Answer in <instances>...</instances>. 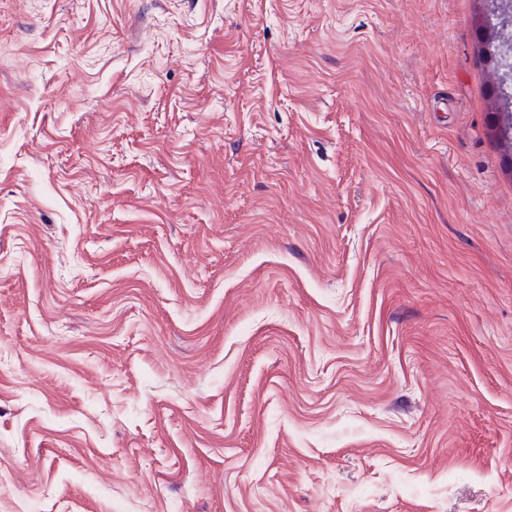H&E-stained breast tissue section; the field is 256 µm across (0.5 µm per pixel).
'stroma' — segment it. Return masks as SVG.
Masks as SVG:
<instances>
[{
	"label": "stroma",
	"instance_id": "obj_1",
	"mask_svg": "<svg viewBox=\"0 0 512 512\" xmlns=\"http://www.w3.org/2000/svg\"><path fill=\"white\" fill-rule=\"evenodd\" d=\"M485 0H0V512H512Z\"/></svg>",
	"mask_w": 512,
	"mask_h": 512
}]
</instances>
